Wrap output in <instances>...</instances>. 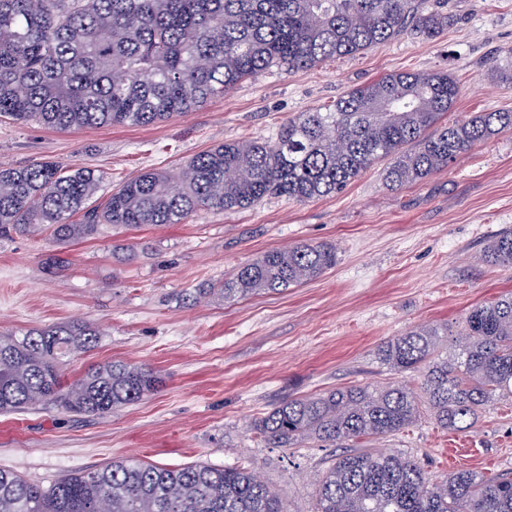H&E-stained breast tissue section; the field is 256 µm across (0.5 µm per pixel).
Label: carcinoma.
Wrapping results in <instances>:
<instances>
[{"label": "carcinoma", "instance_id": "carcinoma-1", "mask_svg": "<svg viewBox=\"0 0 512 512\" xmlns=\"http://www.w3.org/2000/svg\"><path fill=\"white\" fill-rule=\"evenodd\" d=\"M451 21L420 0H0V120L63 132L149 126L273 67L312 70L408 33L434 39ZM459 92L449 71L388 74L298 113L270 139L218 143L176 174L140 172L98 204L99 170L0 165V234L66 243L105 225L182 224L201 207L243 210L273 195L306 202L343 191L379 162L388 187L415 183L512 130V110L447 122ZM484 259L512 267V229L489 242ZM336 262L333 244L273 249L196 296L231 303L283 292ZM99 336L78 320L0 333V414L49 403L104 416L156 390L152 370L125 361L64 379L66 359L94 349ZM446 341L448 330L421 327L378 349L390 369L420 373L419 396L402 383L338 388L285 400L252 424L268 448L351 443L319 481L317 512H512L509 474L432 477L402 455L357 445L404 429L424 410L442 428L464 431L488 403L512 396V293L468 313L449 357L440 352ZM102 504L105 512H286L240 467L122 458L46 487L0 469V512H100Z\"/></svg>", "mask_w": 512, "mask_h": 512}]
</instances>
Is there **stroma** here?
<instances>
[{"instance_id": "1", "label": "stroma", "mask_w": 512, "mask_h": 512, "mask_svg": "<svg viewBox=\"0 0 512 512\" xmlns=\"http://www.w3.org/2000/svg\"><path fill=\"white\" fill-rule=\"evenodd\" d=\"M446 9L454 20L435 39L405 34L316 69H273L158 124L61 132L0 122V163L98 169L107 194L144 170L177 172L215 144L272 137L297 113L402 71L454 73L460 94L449 121L512 109V85L490 71L512 49V0H446ZM385 173L376 164L320 199L204 208L185 224L107 229L65 245L0 237V332L87 321L103 336L63 366L66 379L112 359L163 380L103 417L50 405L0 415V468L47 485L123 457L168 468L241 466L278 492L288 512H315L317 482L336 448L309 440L267 448L251 422L293 397L393 384L399 374L377 355L384 342L425 325L456 333L472 306L512 292V268L481 260L485 245L512 227V131L396 190L386 188ZM299 243L335 245V267L278 294L191 301L194 289ZM376 446L415 459L432 476L454 461L511 473L512 398L495 400L469 430L443 429L425 414Z\"/></svg>"}]
</instances>
